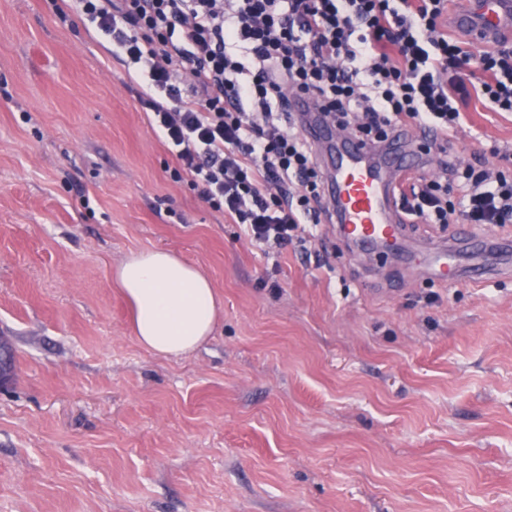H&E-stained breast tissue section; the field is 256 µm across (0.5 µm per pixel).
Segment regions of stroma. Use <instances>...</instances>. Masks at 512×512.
Instances as JSON below:
<instances>
[{
	"label": "stroma",
	"mask_w": 512,
	"mask_h": 512,
	"mask_svg": "<svg viewBox=\"0 0 512 512\" xmlns=\"http://www.w3.org/2000/svg\"><path fill=\"white\" fill-rule=\"evenodd\" d=\"M445 149L500 169L512 112ZM174 166L93 26L0 0V512H512V271L395 276L332 224L264 251ZM158 247L222 297L184 356L111 281Z\"/></svg>",
	"instance_id": "1"
}]
</instances>
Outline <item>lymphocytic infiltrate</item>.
Instances as JSON below:
<instances>
[{"instance_id": "f902f5d3", "label": "lymphocytic infiltrate", "mask_w": 512, "mask_h": 512, "mask_svg": "<svg viewBox=\"0 0 512 512\" xmlns=\"http://www.w3.org/2000/svg\"><path fill=\"white\" fill-rule=\"evenodd\" d=\"M133 69L149 122L201 197L261 248L330 208L300 94L376 146L402 125L448 141L472 99L512 112V51L448 33V0H75ZM250 57L245 69L228 43ZM401 191L420 224H511L512 179L438 156ZM459 187L449 198V181Z\"/></svg>"}]
</instances>
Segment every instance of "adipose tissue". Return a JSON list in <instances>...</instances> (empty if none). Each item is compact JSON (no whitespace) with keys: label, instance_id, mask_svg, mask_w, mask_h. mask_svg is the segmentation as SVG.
Here are the masks:
<instances>
[{"label":"adipose tissue","instance_id":"ef3b65f1","mask_svg":"<svg viewBox=\"0 0 512 512\" xmlns=\"http://www.w3.org/2000/svg\"><path fill=\"white\" fill-rule=\"evenodd\" d=\"M113 279L131 305L135 340L152 354L185 355L213 334L221 298L204 272L173 252L130 254Z\"/></svg>","mask_w":512,"mask_h":512}]
</instances>
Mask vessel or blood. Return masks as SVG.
Masks as SVG:
<instances>
[{
  "instance_id": "1",
  "label": "vessel or blood",
  "mask_w": 512,
  "mask_h": 512,
  "mask_svg": "<svg viewBox=\"0 0 512 512\" xmlns=\"http://www.w3.org/2000/svg\"><path fill=\"white\" fill-rule=\"evenodd\" d=\"M451 22L477 46H489L512 34V0H461ZM308 114L304 135L318 146L336 149L326 193L344 237L370 251L378 250L383 240L399 242L404 227L394 203V186L419 164L417 134L402 129L387 146L377 149L339 132L320 115ZM424 259L435 280L457 283L469 277L447 243L435 244Z\"/></svg>"
}]
</instances>
